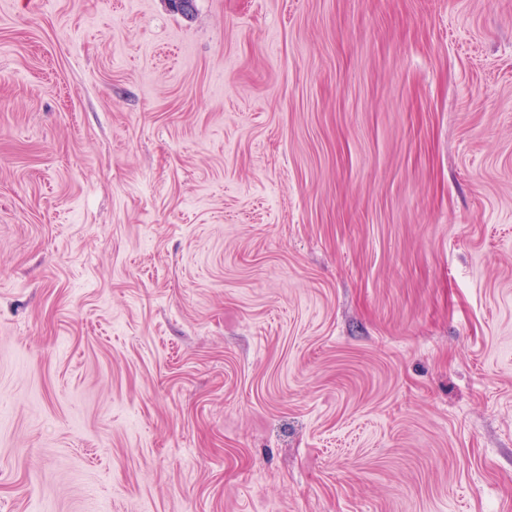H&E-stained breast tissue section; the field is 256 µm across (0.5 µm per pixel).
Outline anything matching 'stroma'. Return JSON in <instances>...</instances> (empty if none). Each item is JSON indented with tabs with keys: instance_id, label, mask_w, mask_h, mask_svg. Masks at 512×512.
I'll list each match as a JSON object with an SVG mask.
<instances>
[{
	"instance_id": "35a3bbf8",
	"label": "stroma",
	"mask_w": 512,
	"mask_h": 512,
	"mask_svg": "<svg viewBox=\"0 0 512 512\" xmlns=\"http://www.w3.org/2000/svg\"><path fill=\"white\" fill-rule=\"evenodd\" d=\"M0 512H512V0H0Z\"/></svg>"
}]
</instances>
